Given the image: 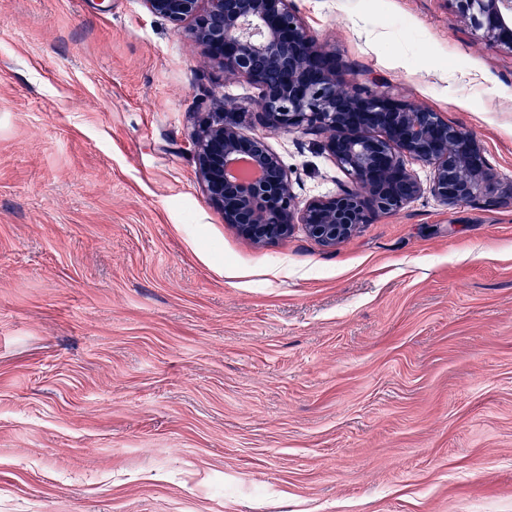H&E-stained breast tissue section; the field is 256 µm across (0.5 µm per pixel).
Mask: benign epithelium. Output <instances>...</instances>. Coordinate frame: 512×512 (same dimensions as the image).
Returning a JSON list of instances; mask_svg holds the SVG:
<instances>
[{"mask_svg":"<svg viewBox=\"0 0 512 512\" xmlns=\"http://www.w3.org/2000/svg\"><path fill=\"white\" fill-rule=\"evenodd\" d=\"M175 29L190 21L205 56L260 89L263 126L313 131L355 185L299 207L285 165L261 137L240 131L242 114L211 112L194 134L193 161L210 202L256 243L300 224L324 247L350 238L367 212H391L422 192L407 168L432 167L430 191L455 206L494 189L480 143L419 105L341 79L336 54L317 45L291 0H139ZM470 26L512 50V0H451ZM380 129L376 137L371 130Z\"/></svg>","mask_w":512,"mask_h":512,"instance_id":"7a95c632","label":"benign epithelium"}]
</instances>
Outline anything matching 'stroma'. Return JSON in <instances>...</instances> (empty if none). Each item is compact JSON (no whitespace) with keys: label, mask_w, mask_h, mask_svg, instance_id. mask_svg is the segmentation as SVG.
Segmentation results:
<instances>
[{"label":"stroma","mask_w":512,"mask_h":512,"mask_svg":"<svg viewBox=\"0 0 512 512\" xmlns=\"http://www.w3.org/2000/svg\"><path fill=\"white\" fill-rule=\"evenodd\" d=\"M292 3L512 187V50L451 0ZM225 98L298 202L352 184L139 0H0V512H512V206L255 244L192 160Z\"/></svg>","instance_id":"stroma-1"}]
</instances>
